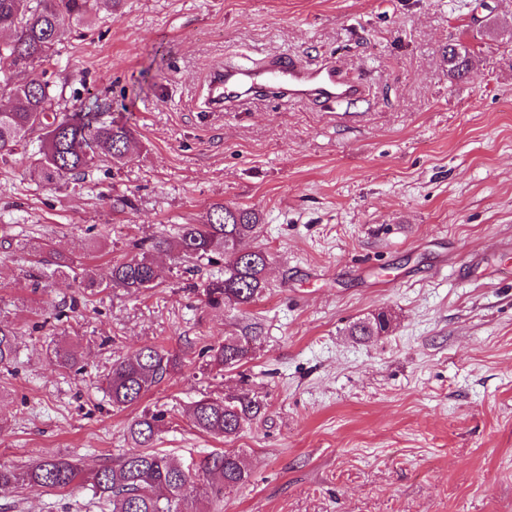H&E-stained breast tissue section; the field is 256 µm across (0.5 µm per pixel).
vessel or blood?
<instances>
[{
  "mask_svg": "<svg viewBox=\"0 0 512 512\" xmlns=\"http://www.w3.org/2000/svg\"><path fill=\"white\" fill-rule=\"evenodd\" d=\"M212 81L214 101L221 107L265 95L336 103L364 95L363 87L344 78L334 64L308 67L293 58L268 60L257 69H223L214 73Z\"/></svg>",
  "mask_w": 512,
  "mask_h": 512,
  "instance_id": "obj_1",
  "label": "vessel or blood"
}]
</instances>
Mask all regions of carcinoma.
Masks as SVG:
<instances>
[{
  "instance_id": "1",
  "label": "carcinoma",
  "mask_w": 512,
  "mask_h": 512,
  "mask_svg": "<svg viewBox=\"0 0 512 512\" xmlns=\"http://www.w3.org/2000/svg\"><path fill=\"white\" fill-rule=\"evenodd\" d=\"M121 0H0V161H7L18 148L42 131L29 170L46 184H62L88 173L101 158L121 164L137 147L135 130L125 122L105 119L100 112L58 115V86L45 78L43 65L50 62L72 31L91 24L100 8L118 10ZM473 66L468 51H448V69L464 76ZM262 215L251 207L211 205L203 224H182L175 237H155L149 246L139 243V253L112 266L109 284L130 294L156 286L161 269L154 252H172L186 262L212 261L224 257V277L203 285L207 302L243 309L254 304L268 288L270 255L261 247L243 250L240 244L256 239ZM388 314L379 312L353 322L350 336L367 340L386 332ZM257 337L226 336L204 349L210 362L226 371L239 369L252 358ZM18 355L14 329L0 323V366ZM178 365L176 356L156 346H146L135 355L118 359L106 378L112 406L126 408L140 402ZM260 412L246 396L228 395L222 400L200 399L188 417L194 428L217 438L231 440ZM163 410H145L128 427V436L138 451L116 465L104 464L83 474L78 464L62 458H43L24 470L0 465V494L19 485L34 489L64 490L87 482L109 512H217L224 491L246 484L250 473L235 450L212 452L193 467L181 466L153 449Z\"/></svg>"
}]
</instances>
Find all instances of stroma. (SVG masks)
Instances as JSON below:
<instances>
[{
    "label": "stroma",
    "instance_id": "obj_1",
    "mask_svg": "<svg viewBox=\"0 0 512 512\" xmlns=\"http://www.w3.org/2000/svg\"><path fill=\"white\" fill-rule=\"evenodd\" d=\"M476 64L448 72V48ZM334 63L367 98L326 109L246 99L209 106L212 72L267 56ZM60 110L123 113L139 148L54 188L24 153L0 163V463L47 456L91 471L134 447L142 409L167 413L155 447L188 465L232 446L252 470L221 512H512V0H122L47 66ZM263 215L270 288L244 310L165 254L161 283L108 287L135 242L201 223L213 203ZM77 269L36 265L46 248ZM103 288L83 294V271ZM85 304L56 318L71 298ZM391 329L348 326L378 311ZM255 324L241 372L204 346ZM72 345L83 368L57 365ZM147 345L179 364L140 404L112 408L114 360ZM244 393L262 414L232 441L186 410ZM0 512H100L89 486L18 488ZM390 327V318L385 312H378L371 318H365L353 322L349 326V336L359 340H367L373 336H379ZM17 344L14 329L0 322V366L10 364L17 358Z\"/></svg>",
    "mask_w": 512,
    "mask_h": 512
}]
</instances>
